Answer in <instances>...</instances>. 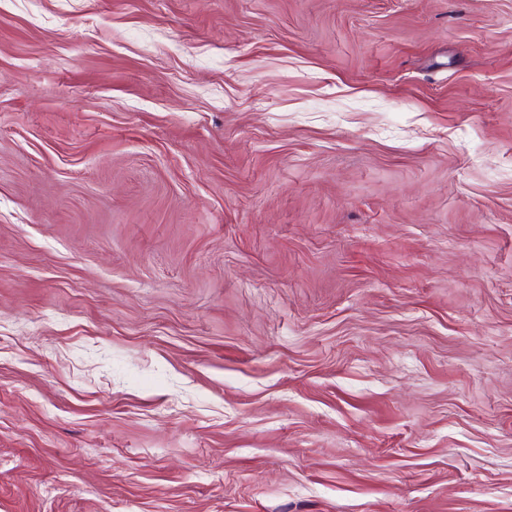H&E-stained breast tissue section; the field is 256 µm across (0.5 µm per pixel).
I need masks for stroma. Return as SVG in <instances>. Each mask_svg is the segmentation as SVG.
Listing matches in <instances>:
<instances>
[{"label": "stroma", "instance_id": "stroma-1", "mask_svg": "<svg viewBox=\"0 0 512 512\" xmlns=\"http://www.w3.org/2000/svg\"><path fill=\"white\" fill-rule=\"evenodd\" d=\"M0 512H512V0H0Z\"/></svg>", "mask_w": 512, "mask_h": 512}]
</instances>
